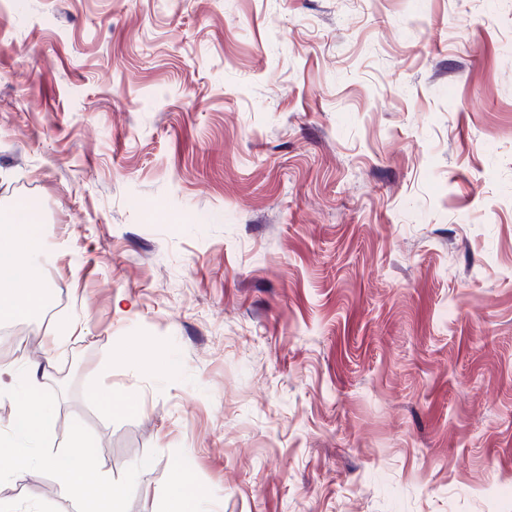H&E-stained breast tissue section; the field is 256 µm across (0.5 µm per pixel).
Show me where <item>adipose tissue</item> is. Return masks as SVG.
Returning <instances> with one entry per match:
<instances>
[{
  "label": "adipose tissue",
  "mask_w": 512,
  "mask_h": 512,
  "mask_svg": "<svg viewBox=\"0 0 512 512\" xmlns=\"http://www.w3.org/2000/svg\"><path fill=\"white\" fill-rule=\"evenodd\" d=\"M41 238L29 219L0 222V273L10 276V287L0 289V319L23 320L41 312L46 297L39 285L40 272L31 262ZM29 369L17 393L16 412L8 434H0V478L23 480L41 469L52 470L64 495L81 505V512H124L123 497L92 459L77 451L42 455L38 443L53 428V414L28 391L37 381Z\"/></svg>",
  "instance_id": "ef3b65f1"
}]
</instances>
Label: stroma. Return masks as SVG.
<instances>
[{"label":"stroma","instance_id":"35a3bbf8","mask_svg":"<svg viewBox=\"0 0 512 512\" xmlns=\"http://www.w3.org/2000/svg\"><path fill=\"white\" fill-rule=\"evenodd\" d=\"M20 200L0 431L50 364L125 512H512V0H0ZM28 218L14 215L0 225V273L11 275L0 282V319L12 321L30 318L44 307L46 297L37 281L40 272L31 262V254L39 249L41 238ZM173 491V509L171 512H195L197 492L189 476L184 472H178L171 484Z\"/></svg>","mask_w":512,"mask_h":512}]
</instances>
